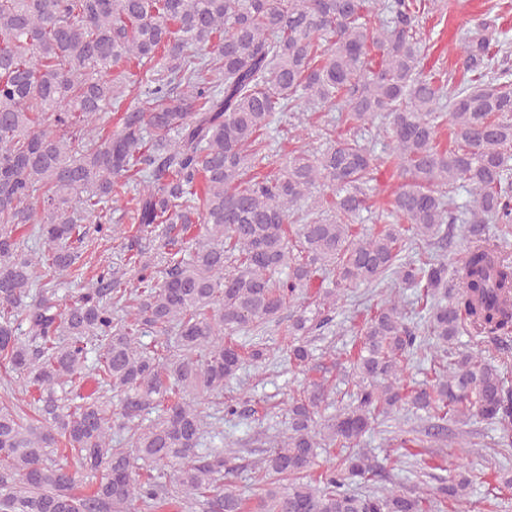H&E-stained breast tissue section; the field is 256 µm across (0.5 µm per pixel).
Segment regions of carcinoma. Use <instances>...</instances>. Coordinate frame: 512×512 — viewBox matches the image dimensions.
I'll list each match as a JSON object with an SVG mask.
<instances>
[{
  "mask_svg": "<svg viewBox=\"0 0 512 512\" xmlns=\"http://www.w3.org/2000/svg\"><path fill=\"white\" fill-rule=\"evenodd\" d=\"M431 2L0 0V512H468L465 473L363 493L373 469L353 453L402 406L435 438L473 411L512 447V381L456 348L469 327L512 353V70L495 66L498 18L486 16L464 41L468 78L447 94L424 63ZM142 87L146 106H124ZM303 105L341 106L349 130L333 122L322 148L282 161L264 134ZM370 124L400 183L384 224L362 233L377 181L359 136ZM459 221L472 246L451 278L430 249ZM85 223L131 225L124 258L85 270ZM55 274L81 282L63 305ZM392 275L419 289L424 324L386 289L351 350H325L349 368L352 403L326 414L330 385L309 379L259 460L260 492L243 495L234 451L200 452L208 418L238 414L224 385L282 354L317 370L312 343L338 303ZM273 325L281 349L264 339ZM422 351L427 379L407 384ZM323 446L340 459L310 484ZM69 454L79 469L57 462ZM100 472L76 492L77 475Z\"/></svg>",
  "mask_w": 512,
  "mask_h": 512,
  "instance_id": "1",
  "label": "carcinoma"
}]
</instances>
